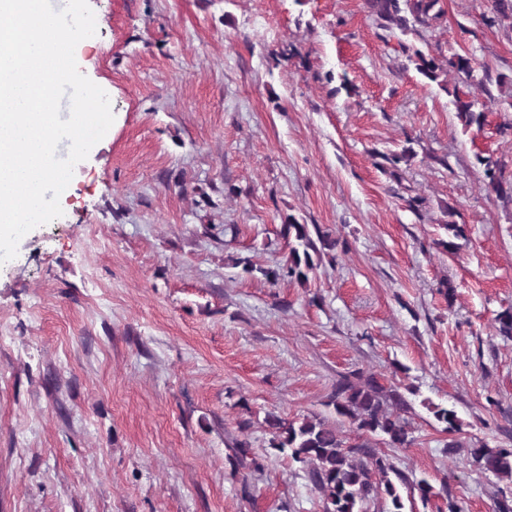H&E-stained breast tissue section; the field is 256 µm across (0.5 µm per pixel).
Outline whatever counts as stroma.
Masks as SVG:
<instances>
[{"mask_svg":"<svg viewBox=\"0 0 512 512\" xmlns=\"http://www.w3.org/2000/svg\"><path fill=\"white\" fill-rule=\"evenodd\" d=\"M75 49L114 122L61 217L0 265V512H323L267 411L333 418L337 382L394 386L413 437L389 452L429 504L497 512L512 479L468 449L512 448V29L495 0H440L401 34L366 0H89ZM471 55L491 76L423 78ZM477 99L462 131L452 91ZM336 238L307 284L285 216ZM461 226L456 250L446 223ZM455 407L443 431L425 401ZM249 441L258 468L241 465ZM456 442L448 452V442Z\"/></svg>","mask_w":512,"mask_h":512,"instance_id":"1","label":"stroma"}]
</instances>
